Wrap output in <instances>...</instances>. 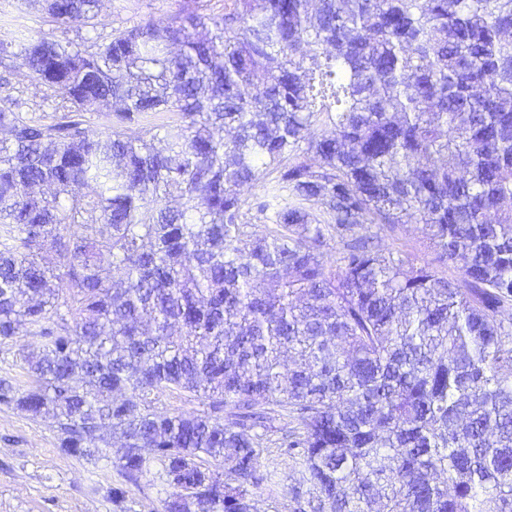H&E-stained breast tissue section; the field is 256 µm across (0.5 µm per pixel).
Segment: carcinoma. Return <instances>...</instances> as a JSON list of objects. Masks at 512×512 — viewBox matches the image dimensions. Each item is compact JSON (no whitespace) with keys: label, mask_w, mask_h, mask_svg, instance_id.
<instances>
[{"label":"carcinoma","mask_w":512,"mask_h":512,"mask_svg":"<svg viewBox=\"0 0 512 512\" xmlns=\"http://www.w3.org/2000/svg\"><path fill=\"white\" fill-rule=\"evenodd\" d=\"M23 2L85 34L0 39L64 94L50 119L0 98V342L40 341L0 405L115 468L116 503L147 478L162 512H255L286 417L293 512H512V0H224L107 33L100 0ZM404 224L435 262L380 247ZM175 390L206 410L155 411Z\"/></svg>","instance_id":"1"}]
</instances>
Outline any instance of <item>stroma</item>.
<instances>
[{
    "instance_id": "stroma-1",
    "label": "stroma",
    "mask_w": 512,
    "mask_h": 512,
    "mask_svg": "<svg viewBox=\"0 0 512 512\" xmlns=\"http://www.w3.org/2000/svg\"><path fill=\"white\" fill-rule=\"evenodd\" d=\"M186 0H105L101 21L106 27L130 26L142 19L170 14ZM45 26L42 12L22 0H0V34L27 37ZM271 484L255 490L260 512H292L288 494L296 471L281 449L263 455ZM116 469L87 465L60 448V434L51 418H34L0 405V512H161V487L141 483L129 487L121 504L108 489L119 483Z\"/></svg>"
}]
</instances>
